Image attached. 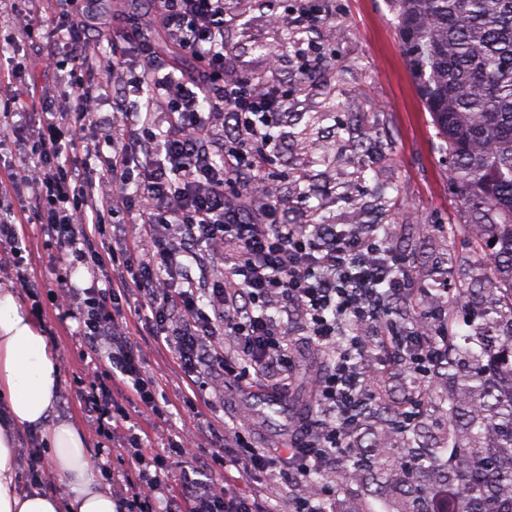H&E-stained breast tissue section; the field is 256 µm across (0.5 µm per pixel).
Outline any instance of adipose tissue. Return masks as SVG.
<instances>
[{"mask_svg": "<svg viewBox=\"0 0 512 512\" xmlns=\"http://www.w3.org/2000/svg\"><path fill=\"white\" fill-rule=\"evenodd\" d=\"M59 394L55 350L14 289L0 287V512H117L84 431L57 410ZM24 429L40 435L65 495L20 490L16 448Z\"/></svg>", "mask_w": 512, "mask_h": 512, "instance_id": "adipose-tissue-1", "label": "adipose tissue"}]
</instances>
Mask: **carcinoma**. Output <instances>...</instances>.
I'll return each mask as SVG.
<instances>
[{"instance_id": "carcinoma-1", "label": "carcinoma", "mask_w": 512, "mask_h": 512, "mask_svg": "<svg viewBox=\"0 0 512 512\" xmlns=\"http://www.w3.org/2000/svg\"><path fill=\"white\" fill-rule=\"evenodd\" d=\"M421 97L448 153L465 239L487 295L470 331L448 336V425L439 445L417 451L416 477L398 512H428L446 485L460 492L445 512H512V0H389ZM377 437L413 444L422 416L405 420L382 399ZM455 452L444 459L441 452ZM387 447L357 454L355 472L383 483Z\"/></svg>"}]
</instances>
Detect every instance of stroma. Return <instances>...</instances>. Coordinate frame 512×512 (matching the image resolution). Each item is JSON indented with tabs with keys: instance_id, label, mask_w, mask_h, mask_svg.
<instances>
[{
	"instance_id": "35a3bbf8",
	"label": "stroma",
	"mask_w": 512,
	"mask_h": 512,
	"mask_svg": "<svg viewBox=\"0 0 512 512\" xmlns=\"http://www.w3.org/2000/svg\"><path fill=\"white\" fill-rule=\"evenodd\" d=\"M302 7L301 0H226L224 5V53L231 69L263 76L268 46L280 58L278 80L289 116L271 131L277 148L268 171L278 183L286 223L311 224L319 218L386 227L391 247L408 262L415 288L446 285L441 300H428V307L450 312L453 332L467 331L468 300L459 290L480 279L481 271L448 231L469 223L470 217L455 194L441 140L423 106L387 0H321L325 17L316 26L303 22ZM275 14L287 16V27L270 25ZM329 110L334 113L330 119L325 116ZM24 232L29 273L41 285L34 301L41 310L38 323L58 354V408L83 429L102 479L111 481L121 466L119 449L97 433L75 393L88 366L76 321H59L53 298L62 273L83 288L89 281L81 271L67 272L40 225H26ZM34 302L21 300L26 308ZM126 322L147 376L159 385L160 410L133 409L119 390L114 401L130 413L148 452H163L169 440L212 423L243 441L242 447L224 450L238 461L228 477L244 488H268L272 512H291L293 498L312 490L329 491L336 512H397V500L375 495L370 479L351 481L341 460L332 471L294 487L287 474L249 470L248 449L281 447L293 414L309 404L310 378L317 370L310 348L296 357L285 406L273 410L267 392L228 387L220 394L207 392L191 412L183 402L184 374L169 348L156 342L144 318L131 313ZM18 459L23 466L34 463L38 487L64 492L37 435L20 436Z\"/></svg>"
}]
</instances>
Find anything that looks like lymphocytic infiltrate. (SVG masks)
I'll return each instance as SVG.
<instances>
[{
  "instance_id": "1",
  "label": "lymphocytic infiltrate",
  "mask_w": 512,
  "mask_h": 512,
  "mask_svg": "<svg viewBox=\"0 0 512 512\" xmlns=\"http://www.w3.org/2000/svg\"><path fill=\"white\" fill-rule=\"evenodd\" d=\"M19 2L0 0V25L15 44L43 37L44 59L0 61V83L28 74L19 92L0 100V251L30 296L38 285L28 273L22 225H41L70 268H85L89 287L62 284L58 310L60 320L77 322L95 366L81 397L97 431L121 429L114 386L159 409L157 385L127 332L123 298L150 312L155 339L171 348L188 382L191 409L206 391L223 390L228 377L243 389L286 392L295 333L281 315L293 311L314 351L335 356L312 381L320 417L299 414L286 446L254 450L250 463L287 470L298 483L330 470L350 448L356 411L376 383L360 370L367 350L424 380L448 347L446 333L428 323L396 342L395 326L383 320L391 301L412 294L404 258L371 224L281 223L267 164L283 92L272 77L246 82L225 67L224 0H153L168 43L192 67L180 75L159 61L142 68L132 100L112 95L128 60L92 48L86 0L25 9ZM63 56L74 70L97 75V95L61 70ZM227 116L240 132L229 142L219 127ZM17 185L30 196L15 200ZM132 208L138 231L130 238L117 218ZM106 228L124 240L122 250L100 244ZM348 323L373 333L341 339ZM125 440L121 457L139 473L134 480L118 474L117 512H268L260 491L204 479L205 470L230 462L217 452L191 454L192 435L151 458L140 435ZM181 457L188 463L170 483L169 461ZM148 460L154 472L144 471Z\"/></svg>"
}]
</instances>
